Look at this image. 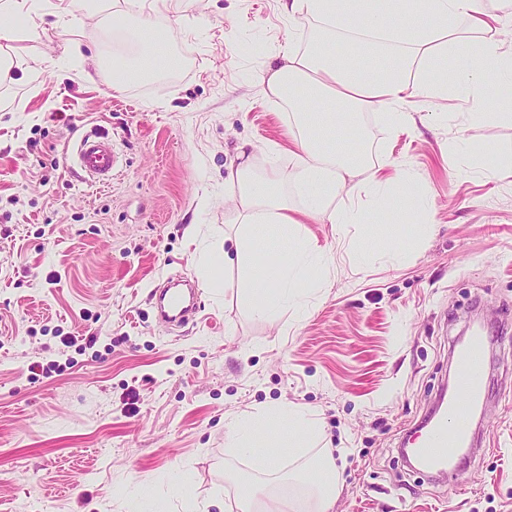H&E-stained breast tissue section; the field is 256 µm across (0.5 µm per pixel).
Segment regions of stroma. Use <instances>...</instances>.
<instances>
[{"label": "stroma", "instance_id": "35a3bbf8", "mask_svg": "<svg viewBox=\"0 0 512 512\" xmlns=\"http://www.w3.org/2000/svg\"><path fill=\"white\" fill-rule=\"evenodd\" d=\"M140 2L73 0L74 37L100 69L67 63L55 36L11 44L44 73L0 88V512H237L226 470L262 476L226 456L225 426L282 401L315 411L337 452L334 512H512V124L468 122L457 97L439 109L409 99L396 132L361 115L368 167L412 166L428 209L383 213L372 235L309 221L333 277L304 314L260 316L237 268L206 279L198 258L224 242L239 145L291 186L292 110L261 76L320 24L283 0H171L151 19L178 24L180 68L116 92L107 18L137 20ZM94 128L118 156L106 186L72 161ZM175 273L201 295L193 322L172 330L155 322L151 291ZM478 312L495 337L483 444L460 477L433 479L400 440L428 420Z\"/></svg>", "mask_w": 512, "mask_h": 512}]
</instances>
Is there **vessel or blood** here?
<instances>
[{"label":"vessel or blood","mask_w":512,"mask_h":512,"mask_svg":"<svg viewBox=\"0 0 512 512\" xmlns=\"http://www.w3.org/2000/svg\"><path fill=\"white\" fill-rule=\"evenodd\" d=\"M75 163L93 181H110L118 161L109 134L98 131L84 134L77 145ZM198 294V289L193 287L156 290L158 317L168 323L186 322L197 310ZM489 342V336L479 331L459 344L457 375L444 414L424 424L423 434L411 449L422 470H448L463 449L476 444L470 417L485 396V354Z\"/></svg>","instance_id":"b4317fda"}]
</instances>
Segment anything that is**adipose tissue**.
I'll return each mask as SVG.
<instances>
[{"instance_id":"1","label":"adipose tissue","mask_w":512,"mask_h":512,"mask_svg":"<svg viewBox=\"0 0 512 512\" xmlns=\"http://www.w3.org/2000/svg\"><path fill=\"white\" fill-rule=\"evenodd\" d=\"M403 5L404 0H286L284 4L288 13L303 11L323 24L306 52L286 47L267 80L275 96L296 104L299 91L308 88L322 103L317 113L296 104L293 114L301 153L294 184L303 200V214L320 223L369 224L374 214L403 204L418 210L429 206L426 194L416 188L411 167L400 166L392 179L375 172L363 179L356 142L340 150L327 148L337 127L354 124L359 114L380 112L390 126L402 127L409 121L404 110L408 98L453 96L470 103L469 122L512 123V51L505 50L499 39L482 36L484 29L512 12V0H500L496 13L481 8L480 0H416L407 20L402 17ZM53 8L57 21L47 29L42 25L43 0H0V40L12 41L22 34H66L71 0H55ZM176 35L175 27L159 29L141 20L137 38L147 48L139 65L141 74H160L174 66L168 49ZM340 40L349 44L351 57L337 56ZM238 158L236 170L224 183V194L237 213L228 239L252 308L261 315L288 307L304 312L300 283L313 270L320 282H328L332 260L325 247L303 232L280 181L254 173V153L242 149ZM351 186L362 194V202L336 209L332 204L336 194ZM257 224L272 225L280 237L271 275L262 280L254 277L250 266ZM280 420L290 425L285 445L291 453L309 447L319 433L314 411L276 403L239 415L227 425L226 450L234 456H253L255 467L265 474H279L280 460L255 455L254 450L268 439L270 424ZM314 473L313 512H332L338 488L335 458L323 453ZM237 499L239 512H299L293 497L261 494L249 485L238 486Z\"/></svg>"}]
</instances>
